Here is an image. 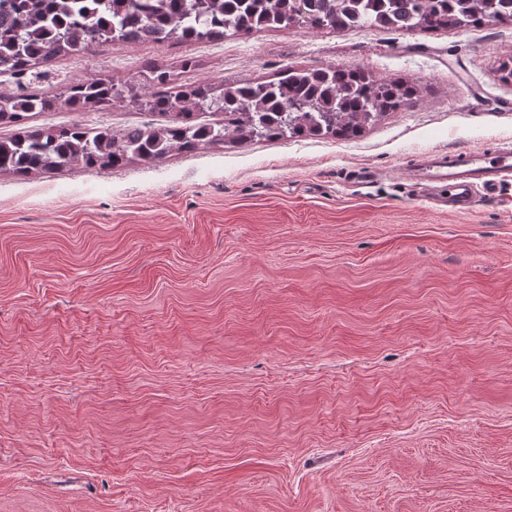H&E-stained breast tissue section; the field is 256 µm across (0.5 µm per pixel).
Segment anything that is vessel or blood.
<instances>
[{
    "label": "vessel or blood",
    "instance_id": "1",
    "mask_svg": "<svg viewBox=\"0 0 512 512\" xmlns=\"http://www.w3.org/2000/svg\"><path fill=\"white\" fill-rule=\"evenodd\" d=\"M411 170L420 184L446 191L449 203L464 211L477 197L492 194L505 175L512 173V150L480 148L457 155L428 152L416 157Z\"/></svg>",
    "mask_w": 512,
    "mask_h": 512
}]
</instances>
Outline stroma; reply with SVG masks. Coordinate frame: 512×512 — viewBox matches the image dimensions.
<instances>
[{
    "label": "stroma",
    "instance_id": "35a3bbf8",
    "mask_svg": "<svg viewBox=\"0 0 512 512\" xmlns=\"http://www.w3.org/2000/svg\"><path fill=\"white\" fill-rule=\"evenodd\" d=\"M185 56L181 84L344 64L422 92L354 140L0 173V512H512V178L453 213L409 174L512 148V25L108 46L0 92ZM76 120L165 122L0 136Z\"/></svg>",
    "mask_w": 512,
    "mask_h": 512
}]
</instances>
